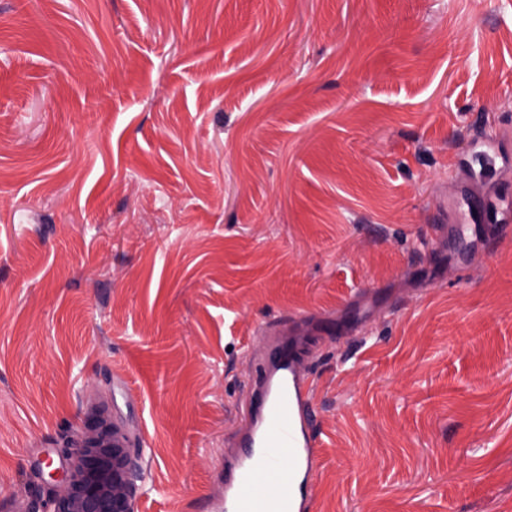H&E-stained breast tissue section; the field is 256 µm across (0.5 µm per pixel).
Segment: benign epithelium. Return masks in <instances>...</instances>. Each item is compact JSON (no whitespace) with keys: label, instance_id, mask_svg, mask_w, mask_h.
Here are the masks:
<instances>
[{"label":"benign epithelium","instance_id":"1","mask_svg":"<svg viewBox=\"0 0 512 512\" xmlns=\"http://www.w3.org/2000/svg\"><path fill=\"white\" fill-rule=\"evenodd\" d=\"M66 452L73 463L49 472L42 512H133L139 448L107 408L91 410L86 430L67 443Z\"/></svg>","mask_w":512,"mask_h":512}]
</instances>
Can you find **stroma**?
Wrapping results in <instances>:
<instances>
[{
    "mask_svg": "<svg viewBox=\"0 0 512 512\" xmlns=\"http://www.w3.org/2000/svg\"><path fill=\"white\" fill-rule=\"evenodd\" d=\"M512 0H0V512L106 406L207 512L255 328L316 382L309 512H512ZM250 353H243V342ZM464 222L471 224H490L498 222V211L494 205L484 199L466 200Z\"/></svg>",
    "mask_w": 512,
    "mask_h": 512,
    "instance_id": "35a3bbf8",
    "label": "stroma"
}]
</instances>
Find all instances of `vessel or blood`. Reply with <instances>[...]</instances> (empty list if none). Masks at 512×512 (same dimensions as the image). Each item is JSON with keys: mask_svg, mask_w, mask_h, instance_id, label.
Returning <instances> with one entry per match:
<instances>
[{"mask_svg": "<svg viewBox=\"0 0 512 512\" xmlns=\"http://www.w3.org/2000/svg\"><path fill=\"white\" fill-rule=\"evenodd\" d=\"M498 212L483 199L466 202L465 222L490 224ZM269 350L248 385L249 422L224 455V499L213 512H308L318 464L311 404L298 340L263 326Z\"/></svg>", "mask_w": 512, "mask_h": 512, "instance_id": "1", "label": "vessel or blood"}]
</instances>
